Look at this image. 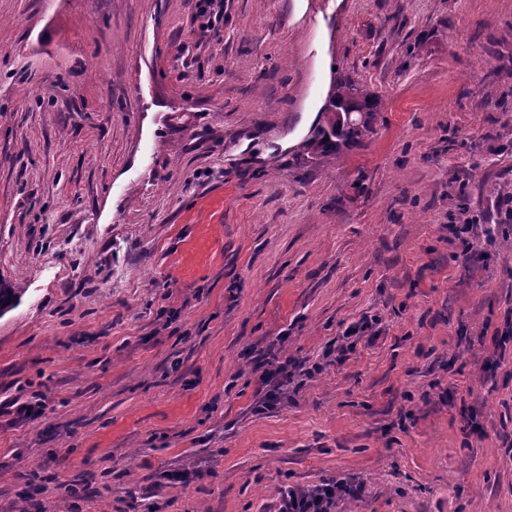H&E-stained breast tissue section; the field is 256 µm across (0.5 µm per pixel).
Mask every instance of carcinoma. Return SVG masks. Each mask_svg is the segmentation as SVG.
Masks as SVG:
<instances>
[{
	"label": "carcinoma",
	"instance_id": "cac0c4a2",
	"mask_svg": "<svg viewBox=\"0 0 512 512\" xmlns=\"http://www.w3.org/2000/svg\"><path fill=\"white\" fill-rule=\"evenodd\" d=\"M352 99L368 111L369 120L360 124L344 125L339 113L332 111V108ZM379 106V98L375 94L361 87L349 76H338L330 84L322 119L311 135L303 141L301 153L316 156L334 153L343 146L361 142L374 132Z\"/></svg>",
	"mask_w": 512,
	"mask_h": 512
}]
</instances>
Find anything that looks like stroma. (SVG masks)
I'll return each instance as SVG.
<instances>
[{
	"mask_svg": "<svg viewBox=\"0 0 512 512\" xmlns=\"http://www.w3.org/2000/svg\"><path fill=\"white\" fill-rule=\"evenodd\" d=\"M223 2L0 0V512H512V0ZM354 99L368 111L369 120L364 111L353 107L347 108V120L360 124L342 125L339 112H330L342 103ZM380 106L379 98L361 87L352 77L340 75L330 84L322 119L312 130L311 135L303 141V155H322L338 152L342 146L361 142L374 132V123ZM365 121V122H363ZM363 122V123H361ZM362 485L343 482H325L310 491L285 489L281 492L277 512H329L328 510L342 494L358 495Z\"/></svg>",
	"mask_w": 512,
	"mask_h": 512,
	"instance_id": "35a3bbf8",
	"label": "stroma"
}]
</instances>
